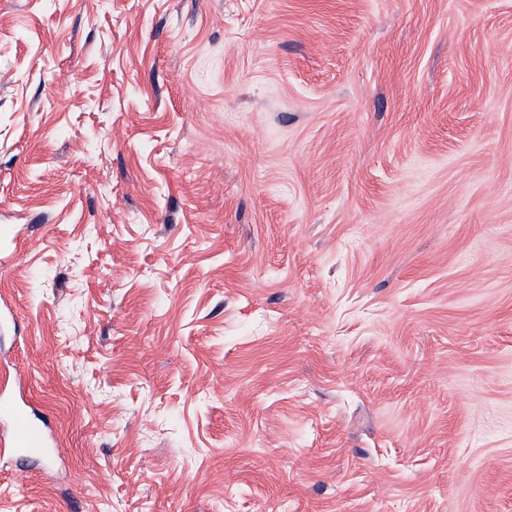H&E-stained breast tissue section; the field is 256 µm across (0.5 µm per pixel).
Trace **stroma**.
<instances>
[{
    "mask_svg": "<svg viewBox=\"0 0 512 512\" xmlns=\"http://www.w3.org/2000/svg\"><path fill=\"white\" fill-rule=\"evenodd\" d=\"M0 512H512V0H0ZM55 443L50 420L25 393L21 377L9 366L0 369V446L12 448L20 464L43 456ZM1 448V450H2Z\"/></svg>",
    "mask_w": 512,
    "mask_h": 512,
    "instance_id": "1",
    "label": "stroma"
}]
</instances>
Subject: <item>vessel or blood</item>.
Segmentation results:
<instances>
[{
	"mask_svg": "<svg viewBox=\"0 0 512 512\" xmlns=\"http://www.w3.org/2000/svg\"><path fill=\"white\" fill-rule=\"evenodd\" d=\"M55 443L50 420L25 393V385L9 366L0 367V446L15 451L19 461L44 455Z\"/></svg>",
	"mask_w": 512,
	"mask_h": 512,
	"instance_id": "b4317fda",
	"label": "vessel or blood"
}]
</instances>
